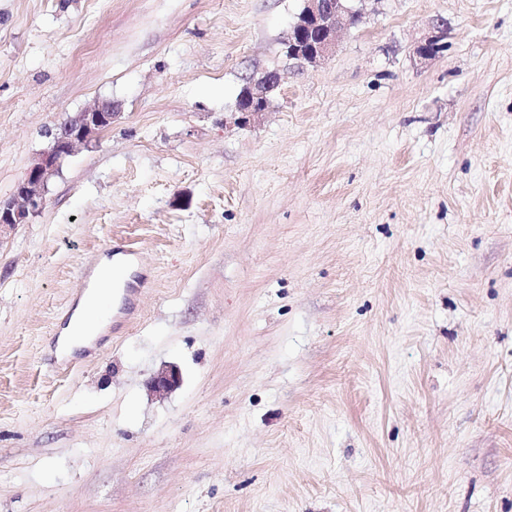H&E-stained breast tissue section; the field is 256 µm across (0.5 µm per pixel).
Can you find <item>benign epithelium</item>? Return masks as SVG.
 Listing matches in <instances>:
<instances>
[{"label":"benign epithelium","mask_w":512,"mask_h":512,"mask_svg":"<svg viewBox=\"0 0 512 512\" xmlns=\"http://www.w3.org/2000/svg\"><path fill=\"white\" fill-rule=\"evenodd\" d=\"M362 16L352 0H304L296 21L284 40L290 59L305 65L320 63L335 48L341 27ZM448 48V23L442 18L431 21L417 40L415 53L422 61L433 60ZM280 85V74L266 73L251 78L244 85L243 95L250 101L246 108L235 104V111L258 115L268 110L267 94ZM117 105L110 100L94 105L68 117L49 129V147L41 152L15 183L12 193L0 200V234L20 224H27L42 209L50 180L58 175L63 159L81 148L96 143L99 135L112 127ZM180 374L173 368L158 373L151 381V390L164 396L180 384Z\"/></svg>","instance_id":"obj_1"}]
</instances>
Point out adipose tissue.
I'll return each instance as SVG.
<instances>
[{
    "label": "adipose tissue",
    "instance_id": "1",
    "mask_svg": "<svg viewBox=\"0 0 512 512\" xmlns=\"http://www.w3.org/2000/svg\"><path fill=\"white\" fill-rule=\"evenodd\" d=\"M136 268L132 257L120 254L103 259L94 268L88 289L63 330L61 347L65 352L86 346L104 331Z\"/></svg>",
    "mask_w": 512,
    "mask_h": 512
}]
</instances>
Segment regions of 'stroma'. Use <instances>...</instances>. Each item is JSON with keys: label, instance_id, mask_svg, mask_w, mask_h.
<instances>
[{"label": "stroma", "instance_id": "1", "mask_svg": "<svg viewBox=\"0 0 512 512\" xmlns=\"http://www.w3.org/2000/svg\"><path fill=\"white\" fill-rule=\"evenodd\" d=\"M302 7L0 0V198L120 107L0 237V512H512V0H365L314 66L281 54ZM448 23L443 18L431 21L417 40L415 53L422 61L433 60L448 48ZM426 48L425 50H418ZM279 85L280 74L277 71L266 73L258 79H249L244 85L243 95L250 101V105L243 108L236 102L235 112L249 115H258L262 112H267V94ZM112 100L97 101L49 129V147L41 152L15 183L12 193L0 200V237L6 229L27 224L42 209L50 180L58 175L65 157L91 148L99 135L111 128L117 114ZM136 269L132 257L120 254L103 259L94 268L88 289L63 330L61 347L66 353L86 346L104 332Z\"/></svg>", "mask_w": 512, "mask_h": 512}]
</instances>
